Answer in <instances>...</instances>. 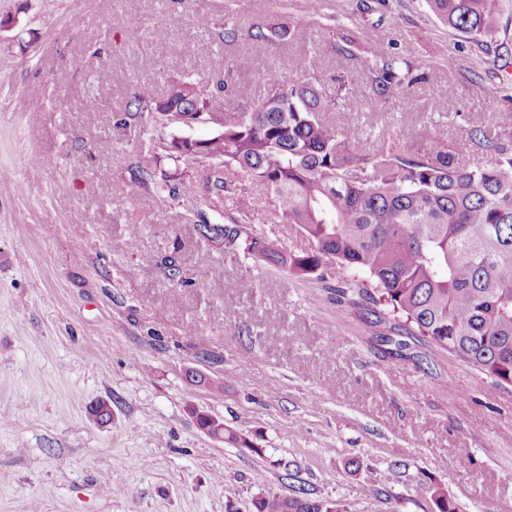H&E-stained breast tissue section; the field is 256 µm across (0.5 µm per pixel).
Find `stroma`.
I'll return each instance as SVG.
<instances>
[{"label":"stroma","mask_w":512,"mask_h":512,"mask_svg":"<svg viewBox=\"0 0 512 512\" xmlns=\"http://www.w3.org/2000/svg\"><path fill=\"white\" fill-rule=\"evenodd\" d=\"M237 0L241 26L288 15L303 43L254 50L217 45L224 0H0V512H253L285 494L296 462L315 496L345 512H512V387L480 382L455 356L408 339L383 343L363 310L338 306L327 283L225 256L168 196L139 213L127 195L149 131L119 129L138 80L158 92L184 74L211 86L230 63L245 97L268 75H295L318 49L322 79L357 75L326 25L368 28V48L429 72L411 109L327 112L342 126L369 114L374 136L414 146L461 143L483 121L512 130L497 91L499 45L512 12L485 44L448 30L424 0ZM143 36L126 40L128 25ZM99 107L84 108L87 96ZM44 100L42 112L30 101ZM442 102L444 112L432 109ZM42 163L28 165V154ZM108 171L103 195L98 171ZM236 192L210 212L240 221L279 249L309 246L280 222L267 190L228 171ZM175 261L184 282L169 279ZM237 309L225 311V295ZM211 386L195 385L193 373ZM109 421L91 415L97 403ZM222 419L251 447L216 440L197 423ZM467 468H459L461 456ZM381 493L368 494L369 483Z\"/></svg>","instance_id":"1"}]
</instances>
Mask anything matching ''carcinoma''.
I'll return each mask as SVG.
<instances>
[{"label": "carcinoma", "mask_w": 512, "mask_h": 512, "mask_svg": "<svg viewBox=\"0 0 512 512\" xmlns=\"http://www.w3.org/2000/svg\"><path fill=\"white\" fill-rule=\"evenodd\" d=\"M449 29L478 44L512 0H425ZM217 43L249 41L255 48L303 40L302 29L278 24L238 25L224 5ZM366 30L339 34L336 54L357 61L361 77H337L326 94L321 58H297L300 76L265 82L264 93L242 108L224 107L238 86L226 81L211 91L185 74L166 94L145 78L128 100L119 127L162 130L192 112H216L223 122L205 140L162 135L140 156L128 195L140 210L168 195L194 219L199 234L224 243L228 256L247 255L298 278L324 279L345 272L337 301L366 306L372 324L423 341L470 364L480 380L512 387V131L489 123L464 130L462 140L481 148L484 163L465 164L442 141L429 138L412 150L394 140L373 149L365 126H337L324 113L352 112L363 102L384 112L410 109L413 87L425 79L417 65L396 54L368 51ZM203 161L234 168L262 183L282 222L295 224L311 247L284 252L267 236L238 221L208 225L206 197L191 180L176 179L157 163ZM206 192L225 199L234 187L211 176ZM256 512H340L339 506L297 488L289 496H264Z\"/></svg>", "instance_id": "carcinoma-1"}]
</instances>
